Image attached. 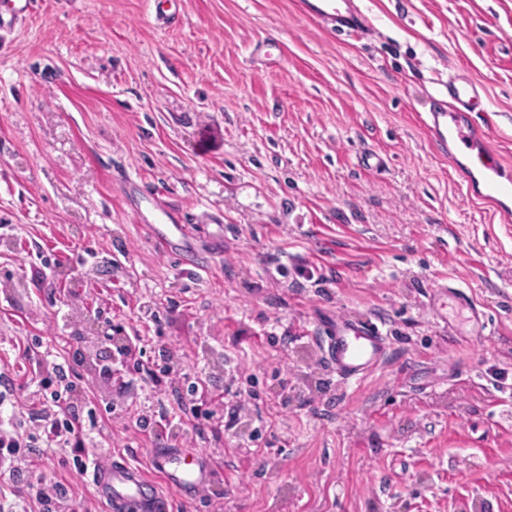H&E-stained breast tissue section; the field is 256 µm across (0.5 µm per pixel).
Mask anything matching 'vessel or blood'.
<instances>
[{"instance_id":"vessel-or-blood-1","label":"vessel or blood","mask_w":512,"mask_h":512,"mask_svg":"<svg viewBox=\"0 0 512 512\" xmlns=\"http://www.w3.org/2000/svg\"><path fill=\"white\" fill-rule=\"evenodd\" d=\"M308 16L326 24L339 35L366 32L363 14L352 0H301ZM483 103L476 84L452 77L447 97L435 103L426 123L430 140L447 148L469 196L494 202L502 218H512V168L504 165L485 131L473 118ZM149 232L167 253L187 259L183 224H153ZM326 358L337 375L359 379L383 361L387 338L377 324L339 318L328 321ZM99 498L111 512H165L166 501L158 484L191 498L201 496L212 471L210 456L194 448H160L151 456L149 469L115 459H99L91 465Z\"/></svg>"}]
</instances>
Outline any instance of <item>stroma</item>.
<instances>
[{
    "instance_id": "obj_1",
    "label": "stroma",
    "mask_w": 512,
    "mask_h": 512,
    "mask_svg": "<svg viewBox=\"0 0 512 512\" xmlns=\"http://www.w3.org/2000/svg\"><path fill=\"white\" fill-rule=\"evenodd\" d=\"M355 2L360 37L300 0H169L168 23L153 0H32L0 33L8 401L40 409L37 355L67 362L90 455L145 468L203 389L235 425L205 427L211 486L168 512H512V223L424 123L467 77L512 163V0ZM162 204L195 264L154 246ZM339 315L389 338L363 379L325 359ZM41 481L110 512L58 447L0 480V512Z\"/></svg>"
}]
</instances>
